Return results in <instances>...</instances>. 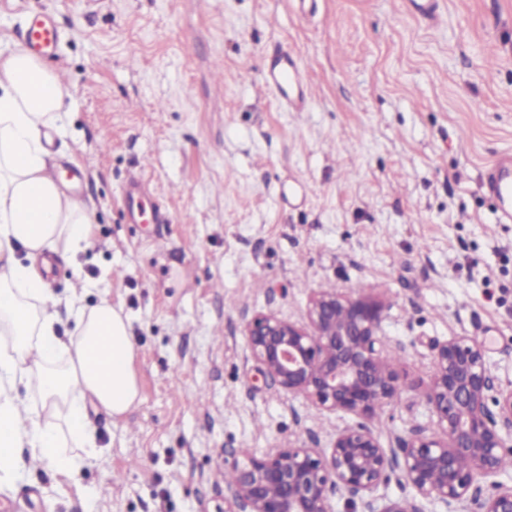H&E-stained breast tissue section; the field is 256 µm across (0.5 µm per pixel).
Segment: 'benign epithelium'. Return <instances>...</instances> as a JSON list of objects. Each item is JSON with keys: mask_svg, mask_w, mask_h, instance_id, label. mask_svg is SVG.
I'll list each match as a JSON object with an SVG mask.
<instances>
[{"mask_svg": "<svg viewBox=\"0 0 512 512\" xmlns=\"http://www.w3.org/2000/svg\"><path fill=\"white\" fill-rule=\"evenodd\" d=\"M383 313L373 298L318 291L304 324L274 313L248 323L246 341L264 376L322 413L359 422L339 430L329 448L293 440L225 462L236 479L227 486L224 512H332L335 491L361 503L362 512H425L423 504L433 502L466 512L478 498L482 512H512V486L496 480L499 461L512 455V383L496 382L473 337L452 336L433 347L423 396L431 427L413 430L392 449L366 423L402 392L380 336ZM397 470L412 497L378 495Z\"/></svg>", "mask_w": 512, "mask_h": 512, "instance_id": "7a95c632", "label": "benign epithelium"}]
</instances>
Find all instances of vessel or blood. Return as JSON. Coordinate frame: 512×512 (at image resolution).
I'll list each match as a JSON object with an SVG mask.
<instances>
[{
    "mask_svg": "<svg viewBox=\"0 0 512 512\" xmlns=\"http://www.w3.org/2000/svg\"><path fill=\"white\" fill-rule=\"evenodd\" d=\"M59 31L46 15H34L28 25L25 39L27 51L45 56L57 46ZM263 87L276 95L287 111H307L312 99L311 85L306 81L302 64L294 52L279 49L269 54L262 69ZM486 189L494 198L503 219L512 222V157L496 158L487 170Z\"/></svg>",
    "mask_w": 512,
    "mask_h": 512,
    "instance_id": "1",
    "label": "vessel or blood"
}]
</instances>
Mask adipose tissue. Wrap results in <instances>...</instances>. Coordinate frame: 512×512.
Returning <instances> with one entry per match:
<instances>
[{
	"instance_id": "ef3b65f1",
	"label": "adipose tissue",
	"mask_w": 512,
	"mask_h": 512,
	"mask_svg": "<svg viewBox=\"0 0 512 512\" xmlns=\"http://www.w3.org/2000/svg\"><path fill=\"white\" fill-rule=\"evenodd\" d=\"M65 107L39 58L0 53V491L11 493L35 462L76 479L103 452L92 413L117 418L139 401L127 318L107 298L49 287L56 262L93 241L87 204L50 175L47 130Z\"/></svg>"
}]
</instances>
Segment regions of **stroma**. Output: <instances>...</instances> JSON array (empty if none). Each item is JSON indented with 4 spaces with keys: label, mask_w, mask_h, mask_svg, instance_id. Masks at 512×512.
Listing matches in <instances>:
<instances>
[{
    "label": "stroma",
    "mask_w": 512,
    "mask_h": 512,
    "mask_svg": "<svg viewBox=\"0 0 512 512\" xmlns=\"http://www.w3.org/2000/svg\"><path fill=\"white\" fill-rule=\"evenodd\" d=\"M36 12L68 93L53 157L83 170L94 233L50 284L81 274L127 317L140 401L94 414L105 452L77 480L36 470L0 512H223L225 461L331 447L355 417L281 391L244 336L304 321L316 289L385 306L403 389L369 421L383 447L429 426L435 343L475 337L512 382V223L480 186L512 153V0H440L435 24L405 0H0V50ZM282 44L316 88L300 114L255 90ZM135 178L160 223H128Z\"/></svg>",
    "instance_id": "obj_1"
}]
</instances>
